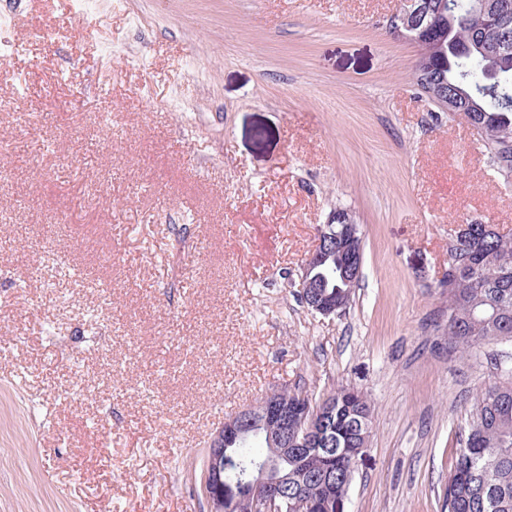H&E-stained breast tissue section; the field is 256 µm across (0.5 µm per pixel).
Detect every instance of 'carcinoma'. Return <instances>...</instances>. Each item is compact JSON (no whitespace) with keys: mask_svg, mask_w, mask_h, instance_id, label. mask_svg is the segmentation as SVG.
<instances>
[{"mask_svg":"<svg viewBox=\"0 0 512 512\" xmlns=\"http://www.w3.org/2000/svg\"><path fill=\"white\" fill-rule=\"evenodd\" d=\"M426 12V20L434 28L431 35H420L422 55L431 59V71H416L417 85L423 93L448 89L459 71L470 73L471 79L488 90L485 98L469 97L463 89L458 109L474 102L472 119L483 135L490 162L506 180L512 178V44L509 50L488 60L493 73L483 69L470 55L469 21L471 0H416ZM457 6L461 20L448 32V4ZM442 38L447 52L436 51L433 38ZM349 256L338 251L317 261L313 271L319 288L317 293L334 302L338 298L349 303L357 282L344 278L343 268ZM448 320L455 329L448 337L465 351L484 341L512 338V238L491 231L485 224H474L470 237L464 240L448 237ZM335 402V413L326 416L331 447L336 453L312 448L299 461L290 459L281 468L297 474L307 471L317 477L334 472L336 485L333 499L336 507L325 508L326 491L321 483L311 482L302 495L288 492L284 512H344L358 449L367 445V420L370 404L359 400L348 387L334 390L322 401L309 403V413ZM247 467L256 459L258 450L252 441L234 444L229 449ZM448 512H512V376L483 393L476 402L475 413L463 439L444 494Z\"/></svg>","mask_w":512,"mask_h":512,"instance_id":"obj_1","label":"carcinoma"}]
</instances>
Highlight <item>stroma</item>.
Segmentation results:
<instances>
[{"label":"stroma","instance_id":"obj_1","mask_svg":"<svg viewBox=\"0 0 512 512\" xmlns=\"http://www.w3.org/2000/svg\"><path fill=\"white\" fill-rule=\"evenodd\" d=\"M402 0H0V512H208L225 419L348 386L347 512H444L512 340L448 343V234L512 182L416 84ZM352 212L341 311L297 290ZM339 211L340 210L333 212L329 217L327 224H323L318 230V246L303 267V275L301 276L299 282L300 290H302V288H314L311 286L310 280L307 279L311 270L310 264L315 257L319 258L322 254L327 252L325 244L331 243L332 249L335 247L340 251L346 252L351 248L353 242L358 238L359 235V238L355 244V251L357 253H359V251H363L362 238L359 233V228L351 218V213L348 210L343 211L347 215V221H344V217L340 215L342 213L339 214ZM333 224H336V235L332 232L331 229Z\"/></svg>","mask_w":512,"mask_h":512}]
</instances>
